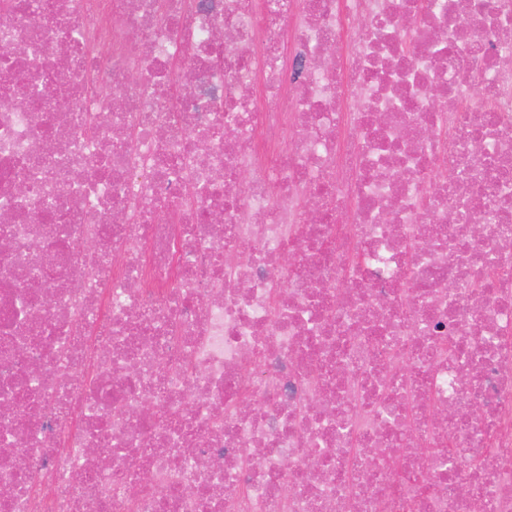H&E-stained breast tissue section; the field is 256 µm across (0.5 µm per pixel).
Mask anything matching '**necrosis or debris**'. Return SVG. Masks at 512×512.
<instances>
[{
    "label": "necrosis or debris",
    "instance_id": "obj_1",
    "mask_svg": "<svg viewBox=\"0 0 512 512\" xmlns=\"http://www.w3.org/2000/svg\"><path fill=\"white\" fill-rule=\"evenodd\" d=\"M0 512H512V0H0Z\"/></svg>",
    "mask_w": 512,
    "mask_h": 512
}]
</instances>
